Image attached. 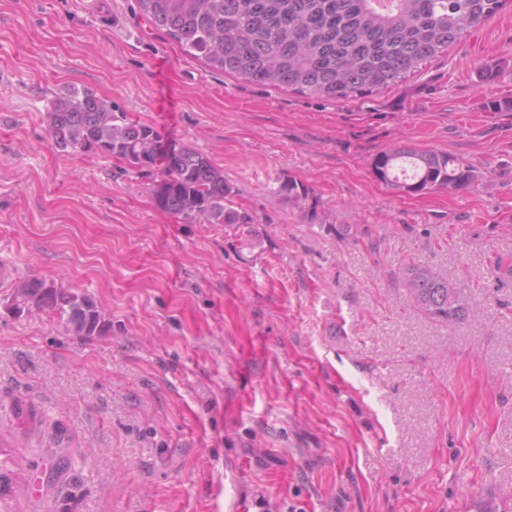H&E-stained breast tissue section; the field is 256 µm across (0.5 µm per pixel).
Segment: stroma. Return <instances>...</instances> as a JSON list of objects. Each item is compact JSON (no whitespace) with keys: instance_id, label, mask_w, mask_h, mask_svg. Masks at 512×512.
<instances>
[{"instance_id":"1","label":"stroma","mask_w":512,"mask_h":512,"mask_svg":"<svg viewBox=\"0 0 512 512\" xmlns=\"http://www.w3.org/2000/svg\"><path fill=\"white\" fill-rule=\"evenodd\" d=\"M495 59L512 8L334 102L212 71L135 0H0V512H512V112L485 108L512 68L477 74ZM72 87L206 155L246 223L184 222L125 161L59 148L46 113ZM399 141L480 179L391 189L369 161ZM413 262L480 316L423 314ZM31 278L111 331L13 314ZM278 192L280 196L288 200V203L295 205L307 215L314 216L317 212L318 201L314 197L313 191L297 180L283 176L279 179Z\"/></svg>"}]
</instances>
